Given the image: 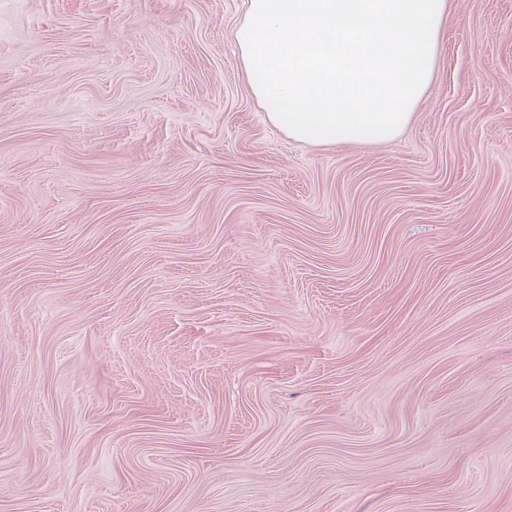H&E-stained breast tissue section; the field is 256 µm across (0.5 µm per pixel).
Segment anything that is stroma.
Listing matches in <instances>:
<instances>
[{"label": "stroma", "instance_id": "stroma-1", "mask_svg": "<svg viewBox=\"0 0 512 512\" xmlns=\"http://www.w3.org/2000/svg\"><path fill=\"white\" fill-rule=\"evenodd\" d=\"M448 5L333 146L243 0H0V512H512V0Z\"/></svg>", "mask_w": 512, "mask_h": 512}]
</instances>
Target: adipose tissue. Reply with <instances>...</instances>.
Instances as JSON below:
<instances>
[{"label": "adipose tissue", "instance_id": "adipose-tissue-1", "mask_svg": "<svg viewBox=\"0 0 512 512\" xmlns=\"http://www.w3.org/2000/svg\"><path fill=\"white\" fill-rule=\"evenodd\" d=\"M448 0H246L232 41L267 120L314 145L396 139L436 73Z\"/></svg>", "mask_w": 512, "mask_h": 512}]
</instances>
